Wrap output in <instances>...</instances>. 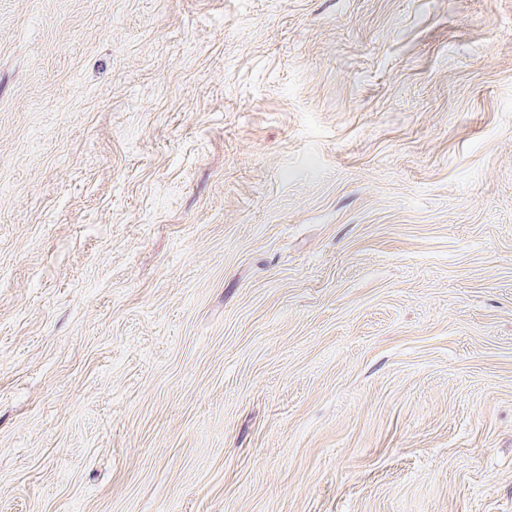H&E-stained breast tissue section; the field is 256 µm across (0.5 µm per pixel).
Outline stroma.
I'll return each mask as SVG.
<instances>
[{
	"label": "stroma",
	"mask_w": 512,
	"mask_h": 512,
	"mask_svg": "<svg viewBox=\"0 0 512 512\" xmlns=\"http://www.w3.org/2000/svg\"><path fill=\"white\" fill-rule=\"evenodd\" d=\"M0 512H512V0H0Z\"/></svg>",
	"instance_id": "stroma-1"
}]
</instances>
